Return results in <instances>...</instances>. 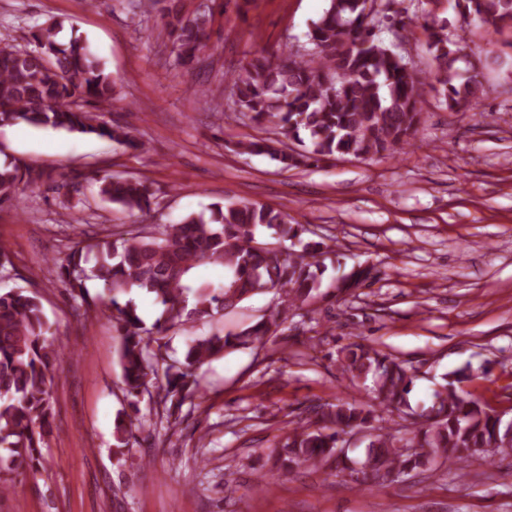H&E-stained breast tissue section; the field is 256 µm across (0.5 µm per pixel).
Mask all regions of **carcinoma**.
<instances>
[{
  "mask_svg": "<svg viewBox=\"0 0 512 512\" xmlns=\"http://www.w3.org/2000/svg\"><path fill=\"white\" fill-rule=\"evenodd\" d=\"M466 25L498 32L512 29V0H454ZM387 17L383 0H329L307 32L309 55L260 54L225 75L236 111L270 135L236 142L239 154L267 155L284 169L345 156L356 160L393 155L410 144L422 121L420 80L406 57L375 32L377 17ZM166 30L177 47L180 65L204 61L210 14L184 15L165 8ZM64 21L53 19L32 34L33 48L0 49V124L24 122L34 127L107 138L136 149L122 126L98 121L89 110L112 102L115 84L87 42L58 40ZM435 90L450 110L468 109L483 94L480 72L463 75L456 67L463 36L448 37L447 27L427 26ZM32 172L13 161L0 163V202L22 185L35 183ZM98 196L130 212H150L153 196L136 177L95 179ZM272 231L273 243L258 240L260 229ZM306 225L284 209L251 202L213 203L208 213L190 214L175 224H157L145 234L130 229H102L91 241H78L49 268L85 316L93 306L112 312L119 338L118 363L128 407L150 391L162 417L198 391L195 370L238 347L263 349L288 315L309 303L328 269L333 296L353 297L365 287L370 270H341V254L323 241L307 240ZM300 250H295V247ZM204 262L224 267V284L197 286L188 305V273ZM103 283L107 294L88 300L85 282ZM152 294L162 314L152 329L143 326L138 309L123 295L131 290ZM273 293L267 316L234 333L196 338L183 358L167 359L160 336L177 325L206 321L250 297ZM51 325L39 296L27 290L0 293V477L33 469L52 434V389L64 352L49 340ZM336 363L350 380H372L373 403L340 398L315 411L316 421L293 427L277 450V470L290 475L318 468L336 455L339 437L372 429L364 454L348 456L336 466L360 484L383 483L411 471H434L477 454L504 451L512 426L489 402L464 389L474 378L470 366L442 376L430 409L418 412L409 396L417 375L397 358L363 342L337 352ZM408 422L409 437L396 438L385 418ZM134 420L117 411L114 456L120 461L134 437Z\"/></svg>",
  "mask_w": 512,
  "mask_h": 512,
  "instance_id": "1",
  "label": "carcinoma"
}]
</instances>
